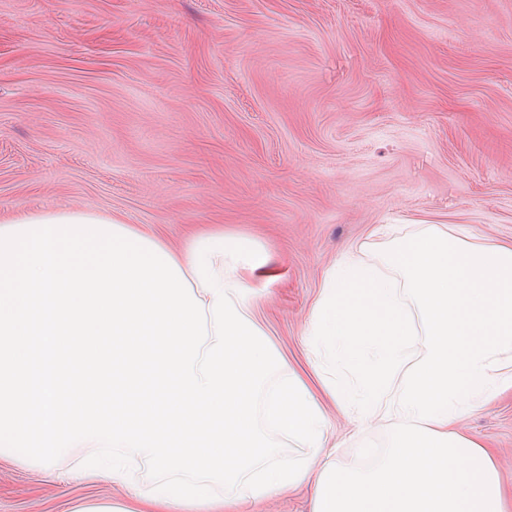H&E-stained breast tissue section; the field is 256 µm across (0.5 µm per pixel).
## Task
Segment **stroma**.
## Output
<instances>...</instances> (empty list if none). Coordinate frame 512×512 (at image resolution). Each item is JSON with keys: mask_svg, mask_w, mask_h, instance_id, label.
Wrapping results in <instances>:
<instances>
[{"mask_svg": "<svg viewBox=\"0 0 512 512\" xmlns=\"http://www.w3.org/2000/svg\"><path fill=\"white\" fill-rule=\"evenodd\" d=\"M95 209L178 247L192 224L279 257L271 347L310 379L324 271L378 224L512 241V0H0V215ZM342 468L348 419L325 408ZM512 485V399L465 418ZM82 449L0 454V512L130 507Z\"/></svg>", "mask_w": 512, "mask_h": 512, "instance_id": "35a3bbf8", "label": "stroma"}]
</instances>
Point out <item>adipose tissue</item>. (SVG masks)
I'll use <instances>...</instances> for the list:
<instances>
[{"instance_id": "ef3b65f1", "label": "adipose tissue", "mask_w": 512, "mask_h": 512, "mask_svg": "<svg viewBox=\"0 0 512 512\" xmlns=\"http://www.w3.org/2000/svg\"><path fill=\"white\" fill-rule=\"evenodd\" d=\"M367 250L351 244L312 304L303 338L327 362L311 386L265 340L253 282L272 271L248 237L218 226L173 248L92 209L0 217V452L92 449L87 467L142 512H236L304 486L312 512H506L491 452L456 425L512 390V242L413 224L378 261ZM98 353L108 406L83 383ZM326 399L353 436L386 427L366 467L324 453ZM273 433L298 455L276 460Z\"/></svg>"}]
</instances>
